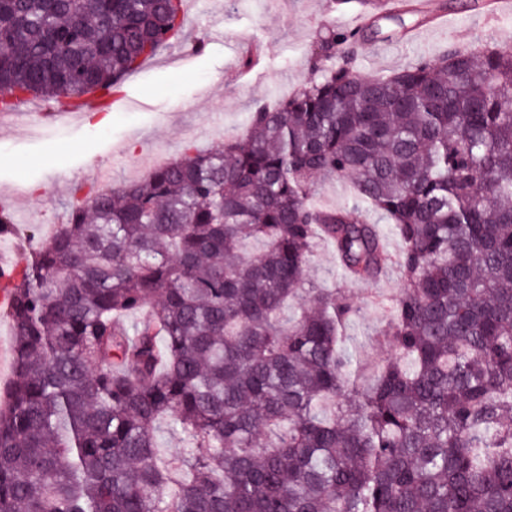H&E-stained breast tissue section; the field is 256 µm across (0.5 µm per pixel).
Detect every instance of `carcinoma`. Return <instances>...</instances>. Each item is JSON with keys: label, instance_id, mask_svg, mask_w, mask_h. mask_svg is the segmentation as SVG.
<instances>
[{"label": "carcinoma", "instance_id": "carcinoma-1", "mask_svg": "<svg viewBox=\"0 0 512 512\" xmlns=\"http://www.w3.org/2000/svg\"><path fill=\"white\" fill-rule=\"evenodd\" d=\"M183 27L184 0H0V97L115 92ZM360 39L37 242L8 285L0 512H512V48L369 76ZM335 179L348 203L319 207ZM320 243L355 281L400 270L370 383Z\"/></svg>", "mask_w": 512, "mask_h": 512}]
</instances>
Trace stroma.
Segmentation results:
<instances>
[{
    "label": "stroma",
    "instance_id": "stroma-1",
    "mask_svg": "<svg viewBox=\"0 0 512 512\" xmlns=\"http://www.w3.org/2000/svg\"><path fill=\"white\" fill-rule=\"evenodd\" d=\"M384 2L337 7L333 0H201L187 16L180 45L162 48L125 77L104 107L111 115L106 126L88 125L81 113L42 119L46 103L38 98L0 114V198L16 199L22 211L16 235L1 236L0 249L25 262L29 235L43 238L66 223L71 203L95 177L116 186L132 180L134 169L146 172L180 156L187 145L206 150L238 137L259 104L295 93L315 66H328L321 44L332 32L383 11ZM485 2L436 0L446 23L432 22L425 12L407 15V34L388 41L365 37L351 65L362 74H384L451 46L469 49L485 39L512 46V9L492 11ZM309 275L360 308L348 334L362 381L372 380L387 355L379 332L402 288L398 268L374 282H355L321 245Z\"/></svg>",
    "mask_w": 512,
    "mask_h": 512
}]
</instances>
